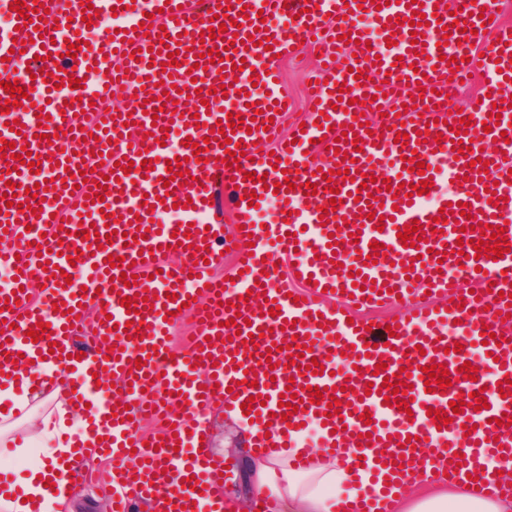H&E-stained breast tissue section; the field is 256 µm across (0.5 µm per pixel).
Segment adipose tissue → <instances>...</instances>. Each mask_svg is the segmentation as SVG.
Listing matches in <instances>:
<instances>
[{"label":"adipose tissue","instance_id":"adipose-tissue-1","mask_svg":"<svg viewBox=\"0 0 512 512\" xmlns=\"http://www.w3.org/2000/svg\"><path fill=\"white\" fill-rule=\"evenodd\" d=\"M63 423V418L43 415L40 429L16 448L13 459L21 473L19 491L0 500V512H61L68 506L70 472L79 462L54 442ZM309 461L301 471L284 454L255 456L244 467L254 493L275 500L280 512H339L342 502L355 498L366 486L387 501L390 512H512L511 498H485L469 485L459 484L451 491L427 485L413 495L399 473L385 468L358 472L320 448L310 454Z\"/></svg>","mask_w":512,"mask_h":512}]
</instances>
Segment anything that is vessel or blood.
<instances>
[{
	"mask_svg": "<svg viewBox=\"0 0 512 512\" xmlns=\"http://www.w3.org/2000/svg\"><path fill=\"white\" fill-rule=\"evenodd\" d=\"M14 2L0 0V141L26 147L31 162L15 173L0 167V267L11 274L0 287V365L37 363L26 379L37 391L69 377L88 427L106 434L90 445L74 435L69 445L111 461L110 512H135L143 501L152 512H183L197 488H214L224 469L207 448L206 417L218 404L241 414L246 401L254 426L274 428L247 438L259 456L289 448L305 467L309 451L295 437L312 422L355 470L376 469L380 452L397 458L419 447L455 466L454 480L473 476L485 496H512V483L485 468L492 456L512 460V25L497 19L494 0H420L425 23L415 28L411 0H89L100 17L126 14L134 28L73 58L68 46L87 29L81 0H25L20 13ZM39 7L48 18L30 21ZM216 15L232 24L211 39ZM304 43L321 66L303 125L289 126L276 63ZM210 50L220 61L210 62ZM476 72L481 91L463 111L469 126L430 102L376 116L393 89H444ZM77 78L84 87H72ZM13 81L44 99L46 126L42 113L6 108L3 85ZM119 87L130 107L98 113L96 103ZM231 113L248 123L230 135L243 151L235 167L210 138ZM400 132L407 143L397 142ZM89 136L101 153L94 162L81 157ZM188 138L204 144L205 161L185 147ZM461 141L470 149L457 151ZM177 157L187 173L174 179L167 162ZM407 158L423 162V173L404 169ZM41 171L51 181L35 200L28 191ZM386 179L430 188L395 195L383 190ZM219 187L229 229L216 222ZM334 187L343 204L333 211ZM271 199L270 224H257ZM415 221L419 240L408 247L398 234ZM495 228L507 253L475 258V241ZM228 257L233 279L213 276ZM77 269L81 280L67 282ZM126 275L135 285H124ZM394 301L403 316L368 326L365 312ZM88 320L95 335L78 339ZM185 321L195 333L174 359L170 330ZM40 322L47 330L32 340ZM467 361L475 379L460 372ZM431 365L448 370L450 386L428 391ZM102 371L119 396L97 398ZM397 373L407 393L385 387ZM287 390L297 413L279 405ZM318 391L339 399V413L314 404ZM149 417L158 433L143 432Z\"/></svg>",
	"mask_w": 512,
	"mask_h": 512,
	"instance_id": "vessel-or-blood-1",
	"label": "vessel or blood"
}]
</instances>
